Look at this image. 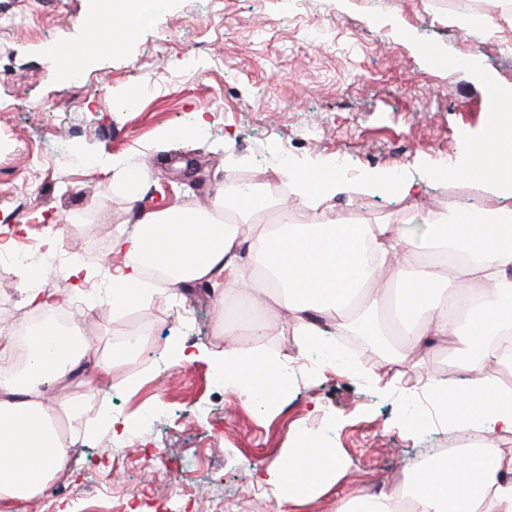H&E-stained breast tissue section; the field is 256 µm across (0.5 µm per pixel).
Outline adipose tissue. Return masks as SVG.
<instances>
[{
    "label": "adipose tissue",
    "instance_id": "obj_1",
    "mask_svg": "<svg viewBox=\"0 0 512 512\" xmlns=\"http://www.w3.org/2000/svg\"><path fill=\"white\" fill-rule=\"evenodd\" d=\"M110 35H95L94 52L119 50L159 10L164 0H116ZM477 178L500 197H512V132L481 140L456 170ZM285 180L311 213L294 224L287 211L275 222L258 223L262 205L255 193L215 195L211 212L174 204L142 212L135 234L119 240L124 252L113 266L110 292L102 304L133 307L153 294L190 282L219 288L221 297L249 295L262 319L283 324L298 353L324 345L332 330L356 322L350 306L359 301L368 317L393 302L409 347L405 361L420 368L426 337L452 340L468 355V383L433 387L448 422L470 425L485 443L474 452L409 461L396 490L347 500L340 512H512V456L493 444L512 433V387L498 377L500 337L512 335V208L489 219L459 207L429 218L430 261L412 265L399 247L395 224H346L336 216L333 181L312 171H286ZM462 247L464 262L449 261V248ZM166 268L165 278L146 281V266ZM96 342L62 336L46 327L29 341L30 364L23 373L0 377V507L18 512L22 502L45 493L67 469L73 440L56 431L60 416H75L74 401L59 387ZM288 353L225 351L217 366L247 402L270 410L287 391L280 373ZM345 474L335 449L298 438L276 467L271 512L295 508L328 493ZM413 488L410 502L400 491Z\"/></svg>",
    "mask_w": 512,
    "mask_h": 512
}]
</instances>
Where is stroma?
Returning <instances> with one entry per match:
<instances>
[{
	"label": "stroma",
	"mask_w": 512,
	"mask_h": 512,
	"mask_svg": "<svg viewBox=\"0 0 512 512\" xmlns=\"http://www.w3.org/2000/svg\"><path fill=\"white\" fill-rule=\"evenodd\" d=\"M454 16L448 0H167L122 50L88 55L91 31L112 30L99 0H0V226L17 225L42 245L34 261L0 270V324L26 306V287L41 274L58 292L77 267L84 290L105 294V273L120 259L110 243L139 210L201 207L240 178L325 173L345 157L350 172L337 180L349 190L335 197L337 209L398 224L406 249L425 244L431 213L511 207L454 170L487 134L488 82L512 88V11L498 14L499 35L479 45ZM429 48L472 59L436 69ZM23 140L45 148L47 160L21 155ZM142 168L146 177L129 182ZM383 175L416 190L389 194L377 183ZM223 312L206 284L99 308L86 331L101 352L133 334L145 348L114 364L95 395L68 379L66 392L84 402L80 437L36 512H124L146 483L157 499L136 512H162L180 489L195 492L198 512H258L271 495L269 470L303 434L336 449L346 474L299 512H337L342 496L394 486L408 460L468 431L442 421L430 401L436 382L468 376L453 345L432 344L412 376L399 366L402 337L373 362L341 349L300 356L274 324L262 347L297 364L287 394L259 411L238 386L212 384V354L241 344L213 334ZM176 345L185 359L174 358ZM108 416L138 434H115ZM121 448L132 466L116 472ZM105 477L112 496L88 498Z\"/></svg>",
	"instance_id": "stroma-1"
}]
</instances>
